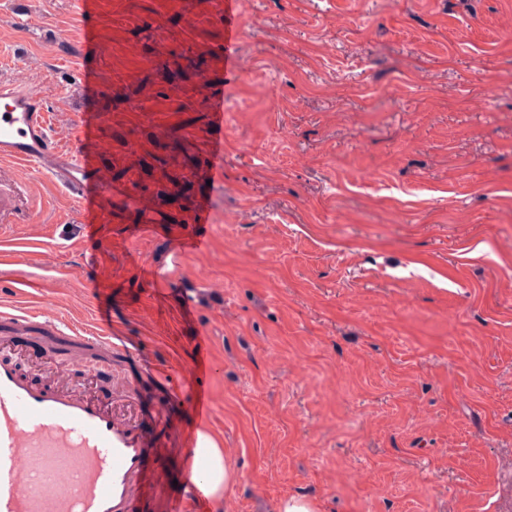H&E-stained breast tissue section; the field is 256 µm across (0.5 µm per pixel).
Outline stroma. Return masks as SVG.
Returning a JSON list of instances; mask_svg holds the SVG:
<instances>
[{
    "instance_id": "stroma-1",
    "label": "stroma",
    "mask_w": 512,
    "mask_h": 512,
    "mask_svg": "<svg viewBox=\"0 0 512 512\" xmlns=\"http://www.w3.org/2000/svg\"><path fill=\"white\" fill-rule=\"evenodd\" d=\"M97 2L86 21L74 0H0V78L44 97L59 141L99 113L104 176L155 222L135 234L139 214L113 200L84 255L72 197L16 169L28 198L0 234L18 255L0 305L86 325L111 305L157 370L136 400L168 494L200 427L238 473L201 512H278L292 495L316 512H512V0H240L235 71L223 22L185 0ZM201 202L222 222L172 267L169 228ZM197 286L195 318L178 320ZM201 332L204 422L171 394ZM112 356L64 375L115 401L129 360ZM160 407L178 427L156 428ZM209 116L207 137L209 139V152L212 161L211 173L214 179H216V177H220L219 181L223 182L224 126L227 121V113L224 110L223 99L213 100Z\"/></svg>"
}]
</instances>
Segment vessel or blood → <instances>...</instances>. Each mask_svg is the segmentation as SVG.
I'll return each instance as SVG.
<instances>
[{
	"label": "vessel or blood",
	"mask_w": 512,
	"mask_h": 512,
	"mask_svg": "<svg viewBox=\"0 0 512 512\" xmlns=\"http://www.w3.org/2000/svg\"><path fill=\"white\" fill-rule=\"evenodd\" d=\"M239 0H194L193 9L224 22V47L240 38ZM223 100H213L207 137L213 176L224 171ZM42 97L0 80V165L10 162L64 187L77 203L86 226L104 223L112 186L100 174V144L93 121L82 118L69 143H57ZM15 189L0 183V223L18 213ZM214 222L209 207L193 212L187 230L170 251L173 263L207 250ZM25 332L40 328L74 344L101 350L115 347L102 328L86 329L58 316L0 306V320ZM211 340H194L195 358L184 382L188 405L197 417L212 410L207 378L212 369ZM24 349L0 341V512H139L144 502L161 499L162 512H192L199 488L192 463L183 466L182 492L162 497L168 467L162 448L135 418L120 417L95 394L61 384L40 385L21 373L16 361ZM68 485H60L62 476Z\"/></svg>",
	"instance_id": "1"
}]
</instances>
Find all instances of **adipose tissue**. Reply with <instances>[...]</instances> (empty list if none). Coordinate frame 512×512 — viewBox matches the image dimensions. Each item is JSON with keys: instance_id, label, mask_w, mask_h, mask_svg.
Listing matches in <instances>:
<instances>
[{"instance_id": "obj_1", "label": "adipose tissue", "mask_w": 512, "mask_h": 512, "mask_svg": "<svg viewBox=\"0 0 512 512\" xmlns=\"http://www.w3.org/2000/svg\"><path fill=\"white\" fill-rule=\"evenodd\" d=\"M194 467L200 472L199 489L205 499H228L236 472L223 448L205 429H197Z\"/></svg>"}]
</instances>
